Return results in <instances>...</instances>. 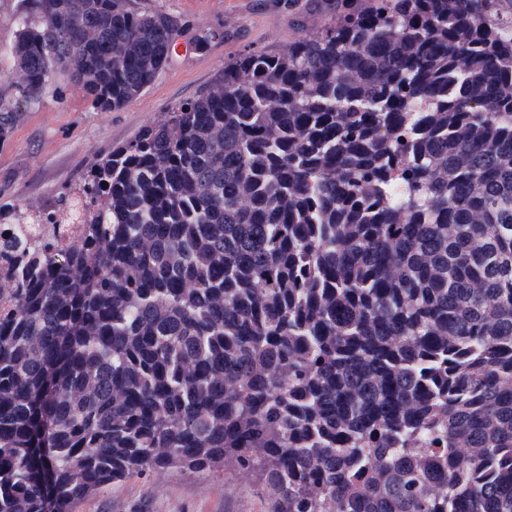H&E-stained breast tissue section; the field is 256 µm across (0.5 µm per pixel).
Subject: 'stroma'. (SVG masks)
<instances>
[{
	"label": "stroma",
	"instance_id": "obj_1",
	"mask_svg": "<svg viewBox=\"0 0 512 512\" xmlns=\"http://www.w3.org/2000/svg\"><path fill=\"white\" fill-rule=\"evenodd\" d=\"M144 10L180 16L190 29L220 28L223 40L206 53L174 56L156 81L123 107L99 112L82 92L62 82L39 104L25 109L6 143L0 144V210L50 207L66 188L113 148L134 139L161 112L195 97L239 53L278 51L316 32L326 16L284 0H134ZM17 0H0V93L12 78L11 47ZM79 512H269L256 475L233 470L193 475L176 470L108 485L78 506Z\"/></svg>",
	"mask_w": 512,
	"mask_h": 512
}]
</instances>
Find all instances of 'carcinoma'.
<instances>
[{"mask_svg": "<svg viewBox=\"0 0 512 512\" xmlns=\"http://www.w3.org/2000/svg\"><path fill=\"white\" fill-rule=\"evenodd\" d=\"M371 0L0 222V512L259 470L272 512H512V23ZM186 28L20 0L14 94L109 112ZM224 32L197 30L202 52Z\"/></svg>", "mask_w": 512, "mask_h": 512, "instance_id": "1", "label": "carcinoma"}]
</instances>
